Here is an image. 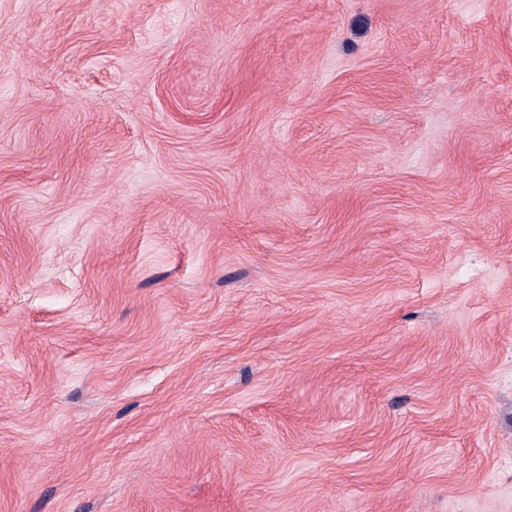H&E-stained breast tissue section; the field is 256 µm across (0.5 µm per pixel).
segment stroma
Returning a JSON list of instances; mask_svg holds the SVG:
<instances>
[{"mask_svg":"<svg viewBox=\"0 0 512 512\" xmlns=\"http://www.w3.org/2000/svg\"><path fill=\"white\" fill-rule=\"evenodd\" d=\"M0 512H512V0H0Z\"/></svg>","mask_w":512,"mask_h":512,"instance_id":"stroma-1","label":"stroma"}]
</instances>
